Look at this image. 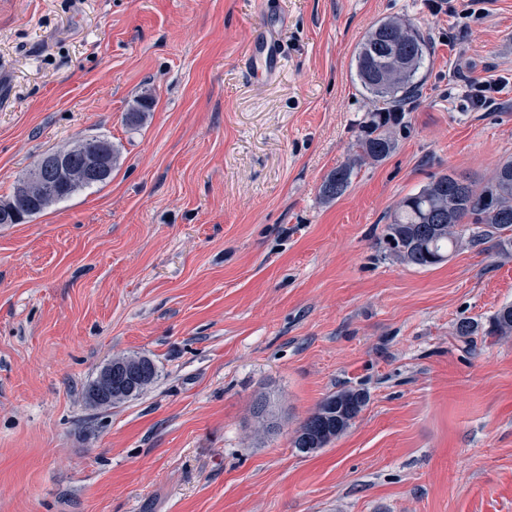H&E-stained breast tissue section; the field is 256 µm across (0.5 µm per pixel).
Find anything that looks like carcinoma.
Listing matches in <instances>:
<instances>
[{
    "label": "carcinoma",
    "instance_id": "cac0c4a2",
    "mask_svg": "<svg viewBox=\"0 0 512 512\" xmlns=\"http://www.w3.org/2000/svg\"><path fill=\"white\" fill-rule=\"evenodd\" d=\"M428 55V40L405 19H382L368 32L355 55L356 76L363 92L385 105V111L368 113L360 124L356 156L328 175L321 188L324 198L333 200L345 193L357 162H379L395 150V130L404 120V113L396 108L416 96L419 72ZM152 104L149 97L138 100L127 113L128 121L142 120ZM107 181L106 177H82L62 190L59 177L46 170L41 189L31 193L14 187L9 200L0 204V224L17 223L18 208L29 219L81 189ZM511 231L512 157H507L485 182L461 179L453 173L432 177L399 203L386 225L384 242L401 262L428 268L445 262L465 242L493 241L501 254L509 256ZM488 334L512 335V304H504L494 313ZM113 365V373L118 375L112 394L114 405L144 393L157 376L154 362L146 356H118ZM366 400L363 391L352 388L328 395L295 430L293 448L308 455L326 447L351 426Z\"/></svg>",
    "mask_w": 512,
    "mask_h": 512
}]
</instances>
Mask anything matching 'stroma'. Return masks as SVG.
<instances>
[{
  "mask_svg": "<svg viewBox=\"0 0 512 512\" xmlns=\"http://www.w3.org/2000/svg\"><path fill=\"white\" fill-rule=\"evenodd\" d=\"M486 9L460 54L427 0H0V202L49 150L119 153L106 184L0 224V512H512V335L455 331L512 302V256L421 269L384 244L433 176L512 156V84L479 112L448 88L512 74V0ZM282 14L266 82L251 48ZM387 17L429 41L418 95L394 152L329 201L377 108L352 59ZM133 354L154 383L89 406ZM343 387L359 416L298 452ZM113 359V373L118 374V385L112 394V360L107 362L97 377L96 390L100 398H108L112 404L105 405L94 396L96 379L86 389V399L97 407H108L140 396L154 382L157 371L152 359L146 356H118ZM125 373L134 374L126 378ZM132 391V392H131ZM131 392V394H130ZM361 390L342 389L325 397L295 430L293 448L314 454L345 433L366 404Z\"/></svg>",
  "mask_w": 512,
  "mask_h": 512,
  "instance_id": "stroma-1",
  "label": "stroma"
}]
</instances>
